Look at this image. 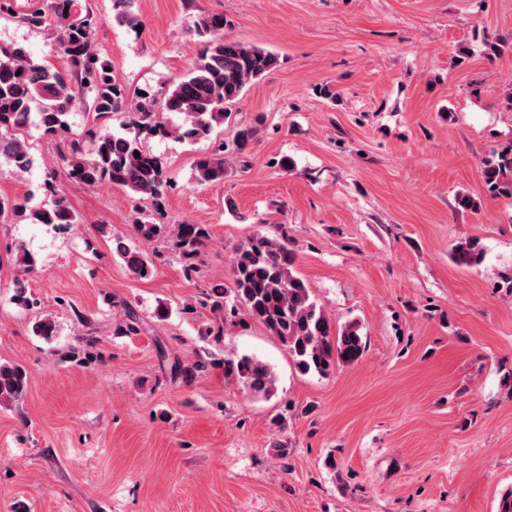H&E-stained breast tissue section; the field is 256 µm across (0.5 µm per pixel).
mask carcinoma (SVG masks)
Segmentation results:
<instances>
[{"label":"carcinoma","instance_id":"carcinoma-1","mask_svg":"<svg viewBox=\"0 0 512 512\" xmlns=\"http://www.w3.org/2000/svg\"><path fill=\"white\" fill-rule=\"evenodd\" d=\"M116 20L135 31L142 25L136 0H112ZM57 28V62L34 60L21 44L0 45V166L16 172L28 171L34 163L25 137L35 128L44 135L70 130V116L78 104L75 88L89 93L97 123L69 142L62 170L44 180V204L32 203L25 196L13 201L0 198V217L7 211L32 224L67 228L80 223L60 185L59 178L88 186L108 181L147 200L153 210L139 212L134 227L140 244L117 243V252L130 275L137 279L152 276L154 264L143 244L168 237L190 271L197 265L211 239L205 224L160 221V199L168 186L161 158L145 147L149 135H172L196 143L211 139L224 126L226 108L243 94L247 84L279 64L278 56L265 48L224 36L222 15L197 19L192 32L200 39V55L186 75L176 81L164 98L156 100L149 92L130 96L127 87L110 70L112 64L100 59L93 49L98 16L77 0H51ZM21 20L34 29L46 27L45 12L34 9L21 14ZM117 126H108L112 119ZM224 142L195 160V177L201 184L224 182L226 160ZM483 181L492 197H512V142L493 150L484 161ZM484 250L475 239H462L453 247V258L460 265L482 260ZM14 294L22 308H33L40 301L28 293L26 281L35 272L37 260L24 245L15 247ZM197 304L218 314L235 315L242 308L246 319L261 324L287 349L295 369L302 375L327 378L337 369L358 363L366 352L367 341L360 325L351 321L336 325L318 303L306 280L296 269V253L284 235L270 237L256 233L233 249L232 287L221 285L203 293ZM147 323L130 306L112 324L115 336H138ZM33 331L46 339L58 332L50 315L39 318ZM98 338L93 330L77 338L71 359L84 363L97 356ZM224 366V376L232 378L257 396L274 392L276 374L265 362L243 354L224 359L211 351L187 364L174 362L176 376L190 380ZM28 387L25 368L0 362V409L18 406Z\"/></svg>","mask_w":512,"mask_h":512}]
</instances>
